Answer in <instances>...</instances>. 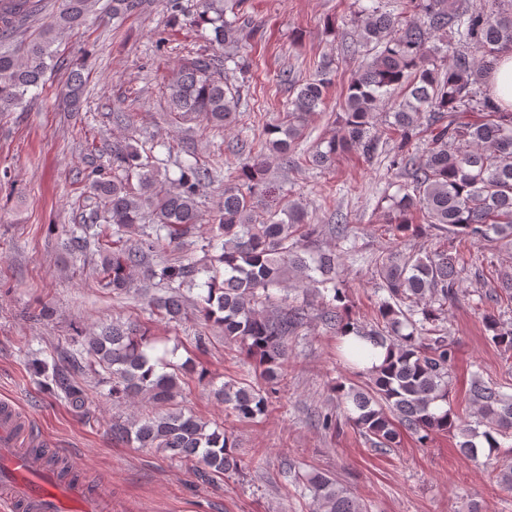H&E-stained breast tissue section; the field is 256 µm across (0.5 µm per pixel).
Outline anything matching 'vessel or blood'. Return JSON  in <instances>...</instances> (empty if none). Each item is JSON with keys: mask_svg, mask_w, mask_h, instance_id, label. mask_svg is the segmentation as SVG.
Wrapping results in <instances>:
<instances>
[{"mask_svg": "<svg viewBox=\"0 0 512 512\" xmlns=\"http://www.w3.org/2000/svg\"><path fill=\"white\" fill-rule=\"evenodd\" d=\"M44 438L16 404L0 403V512H112L80 476L58 480L37 448Z\"/></svg>", "mask_w": 512, "mask_h": 512, "instance_id": "obj_1", "label": "vessel or blood"}]
</instances>
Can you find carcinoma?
<instances>
[{
    "instance_id": "carcinoma-1",
    "label": "carcinoma",
    "mask_w": 512,
    "mask_h": 512,
    "mask_svg": "<svg viewBox=\"0 0 512 512\" xmlns=\"http://www.w3.org/2000/svg\"><path fill=\"white\" fill-rule=\"evenodd\" d=\"M244 2L200 0L196 24L208 31L209 46L224 55L204 50L180 60L167 84L174 109L199 114L220 129L236 122L241 104L234 73L246 65L227 49L243 34ZM95 6L96 0H59L37 34L20 40L42 13V0H0V112L27 102L29 91L58 67L55 44L82 26ZM141 6L142 0H112V17ZM354 23L360 43L374 54L351 78L339 133L323 141L325 147H317L309 161L329 168L338 154L354 151L370 164L393 142L389 171L403 183L396 193L378 198L377 206L388 203L385 233L399 241L422 234L418 226L425 224L441 238L470 239L491 255L512 250V109L495 102L487 81L500 54L512 49V0H373L355 13ZM282 80L295 96L288 99L283 120L265 128V152L224 182L213 229L201 246L208 261L181 258L154 265L150 256L163 242L184 246L195 237L202 223L199 198L213 183L212 167L187 163L172 179L153 157L118 140L112 142V175L97 168L85 175L108 224L79 225L67 239L68 250L81 255L96 240L94 271L104 287L121 294L139 273L165 289L151 299L161 318L180 322L191 306L224 331L225 341L254 359L261 383L213 388L214 398L242 422L265 414L276 385L287 376L288 340L307 325V308L273 293L293 273L316 292L326 329L387 350L380 365L365 369L363 387H335L353 405L348 421L374 447L394 448L404 432L424 446L432 435L452 431L460 437L459 451L471 460L481 453L489 461L511 456L512 448H503L500 439L512 438V395L503 393L501 384L472 380L470 419L450 401L456 353L444 323L467 270L459 251L391 249L377 257L372 278L385 296L374 318L360 320L350 312L348 290L339 280L343 251L309 248L317 227L306 220L304 208L292 203L281 213L258 212L269 163H294L310 118L325 106L330 67L322 64L302 81L285 71ZM84 84L82 70L69 72L63 102L74 110L81 107ZM402 86L407 96L386 108L392 91ZM110 224L117 226L112 240ZM185 287L202 293L190 300ZM477 307L490 342L512 353V320L503 319L512 307V274H497ZM152 350L153 340L140 324L114 321L67 352L69 369L40 360L36 374L45 389L62 392L81 409L84 376L103 372L113 403L136 400L141 406L112 422V438L159 448L209 477L237 472L232 435L218 424L208 428L176 403L180 382L190 376L204 383L208 371L190 360L167 362ZM303 480L313 493L314 512H366L331 475L313 472Z\"/></svg>"
}]
</instances>
